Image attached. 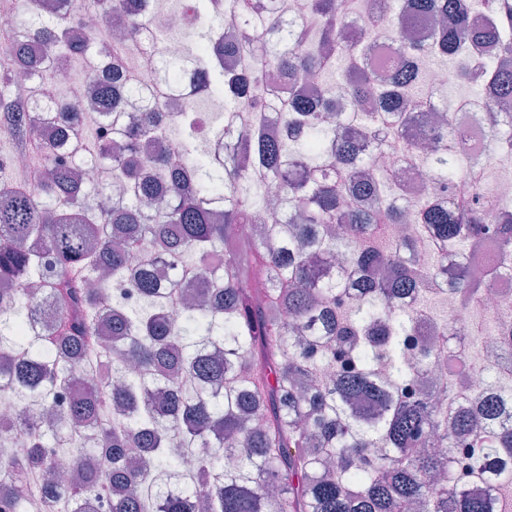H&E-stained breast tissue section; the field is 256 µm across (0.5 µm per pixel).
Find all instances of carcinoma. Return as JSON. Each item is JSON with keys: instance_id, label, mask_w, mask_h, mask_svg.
<instances>
[{"instance_id": "1", "label": "carcinoma", "mask_w": 512, "mask_h": 512, "mask_svg": "<svg viewBox=\"0 0 512 512\" xmlns=\"http://www.w3.org/2000/svg\"><path fill=\"white\" fill-rule=\"evenodd\" d=\"M29 2L28 29L0 67V136L36 144L50 177L37 190L0 180V279L18 284L0 289V402L15 408L0 417V512H26L33 490L42 512L62 503L97 512L103 502L109 512H495L494 498L461 480L512 485V400L448 393V374L465 360L448 357L446 335L422 340L418 319L448 330V314L431 309L438 293L425 288L445 273L448 250L494 240L512 267V202L488 213L476 203L477 172L461 175L459 150L422 155L406 132L424 123L434 59L461 66V84L494 100L512 96V0H407L406 19L442 24L425 45L405 39L424 63L395 69L389 89L362 70L377 28L345 41L338 0H308V25L289 27L277 0L261 16L254 0H200L199 11L235 19L238 39L226 44L211 29L182 43L181 62L139 93L136 122L125 112L133 78L122 90H76L73 101L87 95L126 148L111 170L123 194L108 209L98 205L107 187L82 177L107 145L87 150L85 108L51 98L62 61L92 64L94 34L77 42L83 22L67 0ZM120 2L127 39L113 47L114 64L143 40L141 0ZM285 26V40H269ZM491 43L498 63L470 64ZM226 55L240 70L224 69ZM340 64L347 93L380 98L382 114L350 112L334 128L324 108L256 78L272 69L291 90ZM190 69L201 97L223 99L224 111L208 115L210 135L200 114L184 113L181 150L166 154L160 109ZM19 73L30 80L23 103L10 96ZM241 95L253 112L228 155L215 124L231 120ZM271 112L282 121L276 138L266 132ZM482 119L491 148L512 151V123L487 101ZM379 120L407 160L451 187V205L400 199L396 170L374 165L391 147ZM407 218L436 250L421 267L393 232ZM258 220L260 234L241 238ZM98 272L138 302L90 287ZM186 288L196 289L189 300ZM455 291L481 301L465 275ZM403 295L417 296V308L397 309ZM410 352L444 372L433 404L411 398ZM59 448L71 460L65 483Z\"/></svg>"}]
</instances>
